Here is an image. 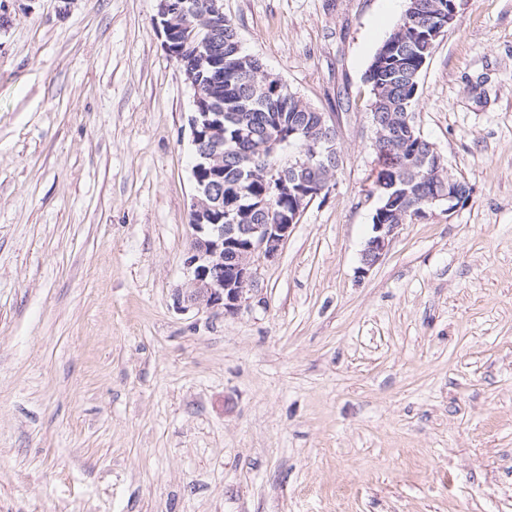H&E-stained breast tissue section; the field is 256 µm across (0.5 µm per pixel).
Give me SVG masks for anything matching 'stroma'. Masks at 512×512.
<instances>
[{
	"label": "stroma",
	"mask_w": 512,
	"mask_h": 512,
	"mask_svg": "<svg viewBox=\"0 0 512 512\" xmlns=\"http://www.w3.org/2000/svg\"><path fill=\"white\" fill-rule=\"evenodd\" d=\"M156 5L0 0V512H512V0H462L421 74L469 201L366 272L403 0H224L340 155L231 314L174 303L192 92Z\"/></svg>",
	"instance_id": "stroma-1"
}]
</instances>
